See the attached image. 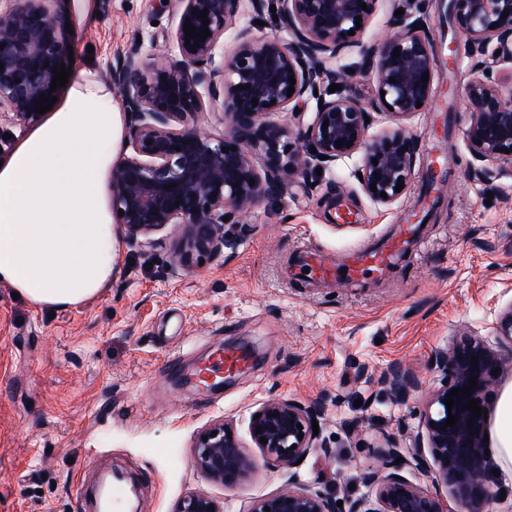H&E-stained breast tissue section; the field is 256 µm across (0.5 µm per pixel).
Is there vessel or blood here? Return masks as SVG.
I'll use <instances>...</instances> for the list:
<instances>
[{
    "mask_svg": "<svg viewBox=\"0 0 512 512\" xmlns=\"http://www.w3.org/2000/svg\"><path fill=\"white\" fill-rule=\"evenodd\" d=\"M416 233V225H395L382 242L363 245L344 260H329L315 249H303V260L297 273L311 281L324 283L385 274L397 257L407 250ZM247 361L246 352L218 345L214 347L210 360L193 369L192 375L197 384L204 386L210 377L231 373ZM131 481L130 474L123 470L98 465L90 467L79 475L76 482L80 512H117L126 496L125 486Z\"/></svg>",
    "mask_w": 512,
    "mask_h": 512,
    "instance_id": "obj_1",
    "label": "vessel or blood"
}]
</instances>
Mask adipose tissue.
I'll return each mask as SVG.
<instances>
[{"mask_svg": "<svg viewBox=\"0 0 512 512\" xmlns=\"http://www.w3.org/2000/svg\"><path fill=\"white\" fill-rule=\"evenodd\" d=\"M126 125L111 83L82 66L0 159V281L31 306H78L111 284L118 235L108 185ZM489 440L494 468L511 483L512 390Z\"/></svg>", "mask_w": 512, "mask_h": 512, "instance_id": "ef3b65f1", "label": "adipose tissue"}]
</instances>
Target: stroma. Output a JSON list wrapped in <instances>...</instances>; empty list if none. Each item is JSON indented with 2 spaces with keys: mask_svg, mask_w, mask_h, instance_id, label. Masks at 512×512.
Here are the masks:
<instances>
[{
  "mask_svg": "<svg viewBox=\"0 0 512 512\" xmlns=\"http://www.w3.org/2000/svg\"><path fill=\"white\" fill-rule=\"evenodd\" d=\"M407 3L376 0L359 46L337 60L354 70L350 92L359 100L375 90L357 70L360 49L381 45ZM97 9L68 38L74 61L106 73L135 40L138 69L152 54L176 53L174 14L159 0H97ZM425 11L435 95L410 119L374 113L370 128H400L417 143L412 180L396 202L364 193L357 154L291 174L281 195L225 225L222 255L200 267L173 269L180 229L170 225L150 244L120 238L111 285L86 304L50 315L0 283V512H76V478L97 456L138 481L141 512H176L190 493L224 512H248L290 484L339 500L371 497L359 474L381 430L402 439L417 432L439 383L435 353L468 332L512 358L495 331L512 305V164L473 158L468 44L437 0ZM405 220L419 225L418 243L385 277L310 288L286 276L304 246L343 257ZM218 344L244 345L255 357L214 394L181 385ZM175 354L181 368L163 371ZM398 366L417 388L400 394L383 385ZM275 397L322 403L320 439L333 458L314 451L290 469L252 448L250 415ZM357 419L364 429L355 439L346 425ZM224 421L253 462L233 485L206 478L194 462L198 435Z\"/></svg>",
  "mask_w": 512,
  "mask_h": 512,
  "instance_id": "stroma-1",
  "label": "stroma"
}]
</instances>
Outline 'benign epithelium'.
<instances>
[{"mask_svg":"<svg viewBox=\"0 0 512 512\" xmlns=\"http://www.w3.org/2000/svg\"><path fill=\"white\" fill-rule=\"evenodd\" d=\"M243 1L249 2L250 20L238 32V46L219 56L224 30L239 14ZM363 3L368 10L361 8ZM374 3L167 0L176 17L171 38L177 54L152 58L142 72L133 68L140 52L133 42L109 65L112 86L129 118L133 150L115 167L110 181L112 216L128 240L136 243L178 224L182 232L173 248L174 266L195 268L222 251L223 218L238 223L249 207L282 193L292 172L313 163L325 168L360 152L358 171L366 195L384 205L397 201L402 193L396 191V183L408 188L414 173L416 143L401 129L369 136L365 117L390 107V115L402 119L423 112L433 96V81H422V75H434L436 50L423 17L408 12L396 16L394 35L377 48L362 49L360 70L375 79L374 98L363 103L347 94L353 74L344 67L328 69L326 65L359 44ZM204 9L208 10L207 26L198 18ZM449 14L473 51L472 78L466 88L471 104L466 129L470 152L477 161L512 162V89H503L498 73L499 66L512 65V0H449ZM357 16L361 20H355ZM258 20L264 25L256 24ZM187 22L198 33L208 28L210 36L187 44ZM350 30L355 35H348ZM66 38L60 0H0V44H5L0 49V116L28 126L43 119L36 112V101L43 93L60 94L50 85L55 76L52 69L66 64ZM396 49L401 56H394ZM291 75L294 85L288 82ZM332 84L338 90L329 91ZM217 101L222 102L228 121L218 139L198 124L208 105ZM311 101L316 102L314 115L302 135H292L286 124L273 120ZM338 140L343 147H336ZM322 155L326 159H320ZM376 172L380 177L374 176ZM172 183L176 187H170ZM373 184L375 192L370 190ZM383 192L387 197H381ZM496 331L512 346V306L500 314ZM474 359L478 364H472ZM435 367L442 378L429 395L417 434L403 445L395 435L382 432L378 462L361 476L365 486L375 489V499L351 498L347 512H453L452 503L464 512H485L496 497L486 456L489 446L484 442L490 421L475 418L461 406L473 398L482 409H489V396L505 374L512 373V361L481 337L463 333L436 353ZM474 376L477 386L471 397L454 399V407L447 410V394L468 386ZM386 381L399 392L417 385L415 376L401 368ZM255 413L260 418L249 419V436L267 460L292 467L314 449L326 458L334 455L313 434L312 420H321L322 404L273 398ZM450 414L458 417L454 426L446 425ZM299 424L303 429H297ZM262 437L268 442L261 443ZM398 457L405 462L396 464ZM195 463L210 480L225 485L243 480L252 467L229 422L214 424L197 438ZM407 468L443 484L446 495L433 494L407 478L399 480ZM266 507L270 512H337L334 497L291 484L273 497L254 501L249 512H264ZM177 512H224V507L192 493L182 498Z\"/></svg>","mask_w":512,"mask_h":512,"instance_id":"benign-epithelium-1","label":"benign epithelium"}]
</instances>
